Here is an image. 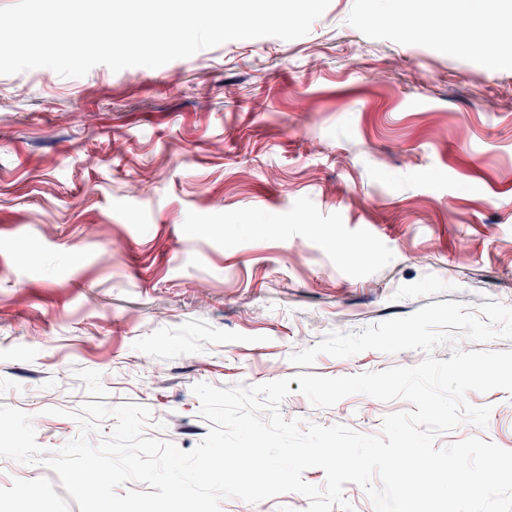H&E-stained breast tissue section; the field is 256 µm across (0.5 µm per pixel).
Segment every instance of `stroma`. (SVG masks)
<instances>
[{
    "mask_svg": "<svg viewBox=\"0 0 512 512\" xmlns=\"http://www.w3.org/2000/svg\"><path fill=\"white\" fill-rule=\"evenodd\" d=\"M472 19L458 0H330L292 41L0 76V404L35 414L50 451L87 401L147 406L146 436L191 450L208 432L198 383L286 378L284 419L365 434L411 410L313 407L289 357L436 302L512 306V54L462 46ZM423 358L322 355L311 371ZM467 399L492 405L487 428L437 446L512 450V396ZM0 512L79 508L45 464L0 458Z\"/></svg>",
    "mask_w": 512,
    "mask_h": 512,
    "instance_id": "obj_1",
    "label": "stroma"
}]
</instances>
